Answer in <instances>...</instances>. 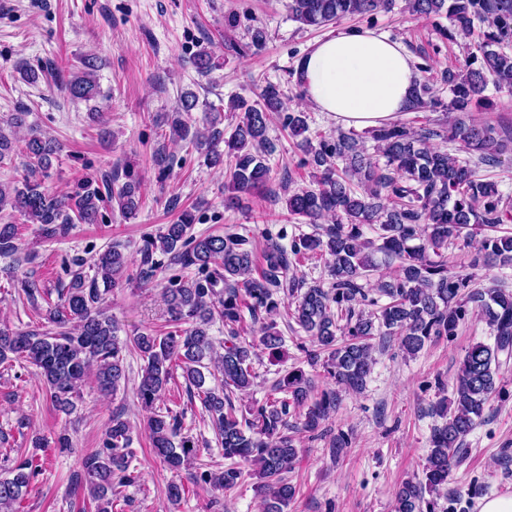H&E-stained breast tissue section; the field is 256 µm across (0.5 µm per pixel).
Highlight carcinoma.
<instances>
[{
	"label": "carcinoma",
	"instance_id": "1",
	"mask_svg": "<svg viewBox=\"0 0 512 512\" xmlns=\"http://www.w3.org/2000/svg\"><path fill=\"white\" fill-rule=\"evenodd\" d=\"M392 6L393 0L288 3L291 18L312 27L344 17L371 16ZM405 9L417 17L448 18L451 28L438 29L445 40L457 34L471 36L475 21L488 22L465 65L444 73L443 82L452 93L448 111L458 116L446 125L414 129L397 123L368 130L374 149L385 159L381 165L351 132L339 131L313 144L306 136V114L289 110L276 84H267L252 103L236 100L235 109L243 115L227 138L216 128L214 108L205 113L203 129L192 128L184 116L197 100L192 93L185 95L182 111L171 116V134L189 142L213 167L224 166L226 156L232 158L224 195L227 209L271 181L267 156L275 146L268 127L273 118L282 119L291 135L300 138L297 147L303 157L298 166L310 169V185L286 200L288 214L304 218L319 231L298 236L288 248L268 240L257 264L249 239L242 234L189 235L195 215L185 209L159 234L143 238L134 277L143 285L153 282L162 268L160 255L170 265L198 269L199 277L172 280L163 291L176 330L163 336L145 332L128 341L118 338V326L104 308L105 295L134 278L127 274L126 256L112 245L99 253L93 277L77 269L69 283L54 293L36 279L20 280L27 301L46 302L51 328L0 327V365L24 361L35 366L52 403L69 413L91 375L102 393L116 392L125 379V353L137 350L144 366L136 397L150 412L147 430L156 457L171 470L189 471L193 484L224 491L239 485L240 464H248L265 496L264 512H284L295 495L284 477L298 458L293 433H313L336 413L338 388L356 393L365 389L375 362L372 336L394 337L414 355L431 339L454 335L466 315L476 313L492 328L494 344L477 342L466 351L453 399L444 398L430 408L442 423L432 428L423 477L404 482L396 493L395 512H436L440 497L448 502L443 512H457L461 493L448 490V477L460 464L465 440L480 423L485 404L500 391V355L512 356V292L479 286L471 277L449 271L447 259L448 246L464 234L476 242L472 265L512 264V233L501 231V225L512 221V206L497 185L479 173L481 165L497 162L493 128L469 118L471 106L482 99L488 83L512 88V55L503 51L512 42V0H406ZM192 64L201 75L215 67L205 48ZM94 68L92 58H80V67L68 81L72 98L97 97ZM438 104L433 85L418 83L410 111ZM436 140L457 143L470 157L460 158L434 144ZM23 141L25 174L19 181L0 183V205L39 225L44 238H63L76 222L97 223L106 201L126 218L136 214L140 181L133 166H128L126 181L117 188L103 191L96 182L85 180L71 192L55 195L45 188L44 178L61 147L32 127ZM374 224L378 226L375 241L364 233V227ZM379 253L396 263V271L373 285L378 297L371 298L363 282L378 271ZM325 255L330 287L294 272L301 260ZM0 256L22 260L18 225L0 224ZM381 297L387 298L383 305ZM216 314L224 319L227 333L222 353L208 333ZM284 315L315 343L313 349L302 348L307 362L312 367L322 365L336 388L315 396L312 378L293 368L274 387L285 393L284 398H269L239 412L229 392L248 389L256 378L254 343L242 339L241 332L248 328L260 333V343L275 356L282 346L276 318ZM206 359L221 375L224 391L205 387ZM176 366L191 386L188 395L198 399L208 415L224 459L231 461L222 471L193 469L195 442L178 438L181 419L158 406ZM131 444L129 422L122 413L112 412L102 447L83 457L81 470L72 478L74 489L87 491L97 502L98 512H116L121 488L140 480L131 469ZM39 472V465L26 458L10 469L12 477L0 478V512H19L16 505Z\"/></svg>",
	"mask_w": 512,
	"mask_h": 512
}]
</instances>
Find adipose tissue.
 Wrapping results in <instances>:
<instances>
[{
	"label": "adipose tissue",
	"mask_w": 512,
	"mask_h": 512,
	"mask_svg": "<svg viewBox=\"0 0 512 512\" xmlns=\"http://www.w3.org/2000/svg\"><path fill=\"white\" fill-rule=\"evenodd\" d=\"M297 77L316 111L342 127L369 129L405 112L419 72L401 40L345 30L316 42L299 60Z\"/></svg>",
	"instance_id": "obj_1"
}]
</instances>
